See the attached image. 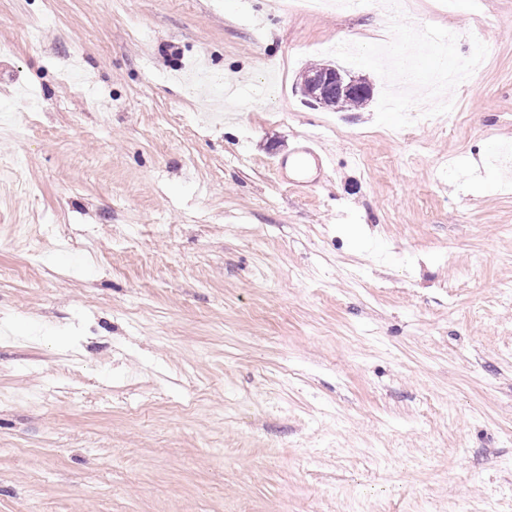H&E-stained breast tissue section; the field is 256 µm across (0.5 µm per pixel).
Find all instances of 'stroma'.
Listing matches in <instances>:
<instances>
[{
	"label": "stroma",
	"instance_id": "obj_1",
	"mask_svg": "<svg viewBox=\"0 0 512 512\" xmlns=\"http://www.w3.org/2000/svg\"><path fill=\"white\" fill-rule=\"evenodd\" d=\"M420 20L475 69L414 124ZM510 153L512 0H0V512H512ZM394 54L401 58L396 65H403L401 74L404 75L405 81L411 85H417L419 80V72L422 67V61L419 55L408 53L400 48L394 51ZM341 73L345 74L346 70L339 67ZM334 67H327L317 73L311 74L308 77V90H304L308 96L307 101L309 104L316 106V101L321 99L329 89L339 86L344 91H357L359 94H371V85L362 77L352 76L350 81L346 84L343 83L341 73ZM336 91L331 95L324 97L319 102V105L329 109L336 110V112H348L358 108H362L368 104L372 98H368L357 93H347ZM328 162V155L325 149L313 138H302L299 145L288 159L277 157L273 166L277 171H283L287 166L293 172L305 169L307 166L316 165L325 168Z\"/></svg>",
	"mask_w": 512,
	"mask_h": 512
}]
</instances>
